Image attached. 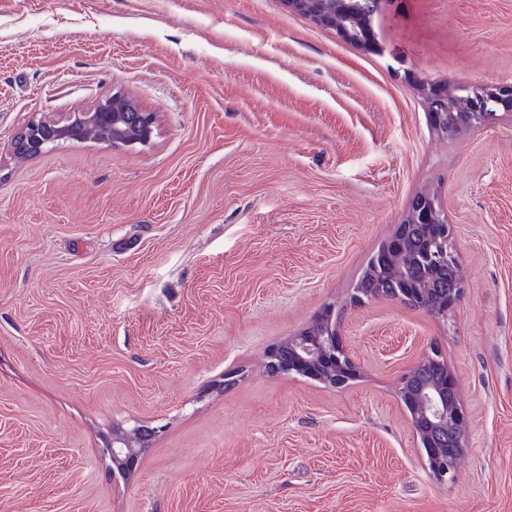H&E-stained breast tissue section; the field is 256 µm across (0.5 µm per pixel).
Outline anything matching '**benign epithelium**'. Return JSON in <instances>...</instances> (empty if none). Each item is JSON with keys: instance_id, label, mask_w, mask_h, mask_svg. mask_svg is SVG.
I'll return each instance as SVG.
<instances>
[{"instance_id": "7a95c632", "label": "benign epithelium", "mask_w": 512, "mask_h": 512, "mask_svg": "<svg viewBox=\"0 0 512 512\" xmlns=\"http://www.w3.org/2000/svg\"><path fill=\"white\" fill-rule=\"evenodd\" d=\"M286 6L308 17L317 25L332 30L336 36L357 47L377 46L368 41L372 21L379 12L381 0H284ZM416 90L424 101L426 111L434 129L450 139L464 130L485 126L498 117L512 116V82L492 85H464L450 87L428 80L416 82ZM103 120L112 121V142L114 147L146 145L156 134L157 118L132 98L115 92L100 99L84 112L66 113L58 117L34 118L15 136L14 142L33 157L56 148V142L81 127L91 129ZM405 224H437L439 233L430 248L428 259L435 262H458L450 246L452 229L448 224L446 209L440 196L424 190L409 202L403 219ZM391 249L388 256L391 267L397 271L407 268L410 256L396 239L387 243ZM462 288L450 293L441 307L427 301L425 289L405 288L402 299L413 308L431 316L448 318L460 301ZM324 318L336 321V307L328 303L313 316L310 323L298 333L286 338L275 346L269 357L280 360L279 369L296 373L326 386L339 388L362 377L363 372L350 356L341 328L333 327L329 335H322L314 329ZM439 352L421 358L410 367V375L427 363L443 365V376L439 383L429 384L418 390L401 386L400 398L408 406L409 425L422 450V459L430 474L440 483L455 477L458 463L466 455V434L469 427L467 412L460 402L448 403V391L457 390L454 370L438 359ZM452 430L458 441V453L448 459V449L439 448L428 438L430 432ZM153 431L140 427L130 431L116 429L112 432V443L103 449L112 458L113 470L129 473L137 457Z\"/></svg>"}]
</instances>
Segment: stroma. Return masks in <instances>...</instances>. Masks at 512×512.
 Instances as JSON below:
<instances>
[{
  "label": "stroma",
  "instance_id": "35a3bbf8",
  "mask_svg": "<svg viewBox=\"0 0 512 512\" xmlns=\"http://www.w3.org/2000/svg\"><path fill=\"white\" fill-rule=\"evenodd\" d=\"M373 28L375 52L283 0H0V512H512V117L448 139L414 87L512 81V0H383ZM117 91L149 145L15 156ZM426 189L455 312L352 303ZM327 303L362 378L269 374ZM434 348L469 417L447 484L398 393ZM138 425L126 477L102 450Z\"/></svg>",
  "mask_w": 512,
  "mask_h": 512
}]
</instances>
